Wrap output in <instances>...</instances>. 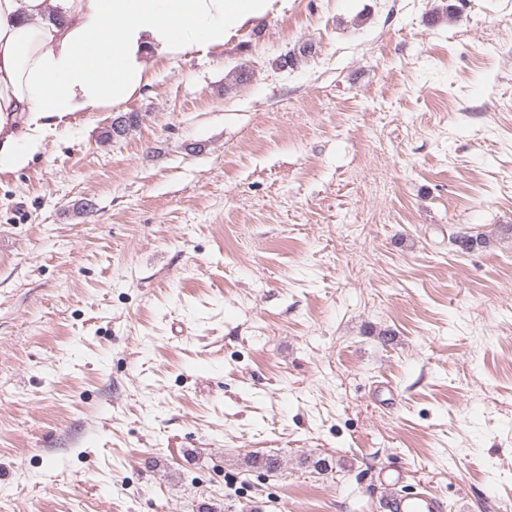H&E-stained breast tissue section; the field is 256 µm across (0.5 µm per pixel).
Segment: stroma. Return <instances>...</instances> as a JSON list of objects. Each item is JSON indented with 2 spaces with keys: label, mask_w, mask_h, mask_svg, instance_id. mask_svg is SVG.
I'll list each match as a JSON object with an SVG mask.
<instances>
[{
  "label": "stroma",
  "mask_w": 512,
  "mask_h": 512,
  "mask_svg": "<svg viewBox=\"0 0 512 512\" xmlns=\"http://www.w3.org/2000/svg\"><path fill=\"white\" fill-rule=\"evenodd\" d=\"M149 67L0 172V512H384L390 468L512 512V0H273Z\"/></svg>",
  "instance_id": "obj_1"
}]
</instances>
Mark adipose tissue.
<instances>
[{"label": "adipose tissue", "instance_id": "1", "mask_svg": "<svg viewBox=\"0 0 512 512\" xmlns=\"http://www.w3.org/2000/svg\"><path fill=\"white\" fill-rule=\"evenodd\" d=\"M269 0H0V171L26 166L55 116L129 99L149 57L223 46Z\"/></svg>", "mask_w": 512, "mask_h": 512}]
</instances>
